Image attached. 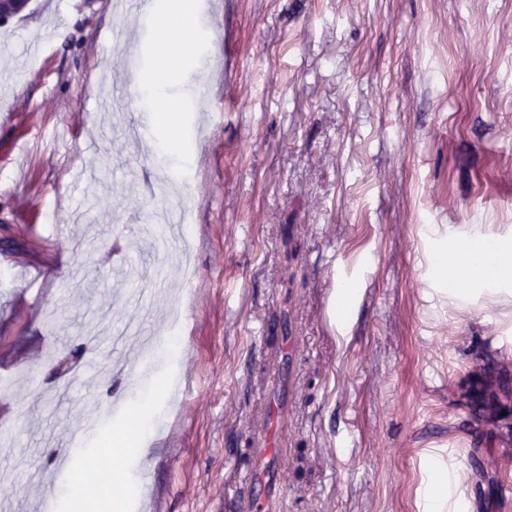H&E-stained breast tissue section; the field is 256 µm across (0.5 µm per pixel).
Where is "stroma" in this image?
<instances>
[{
	"label": "stroma",
	"instance_id": "stroma-1",
	"mask_svg": "<svg viewBox=\"0 0 512 512\" xmlns=\"http://www.w3.org/2000/svg\"><path fill=\"white\" fill-rule=\"evenodd\" d=\"M112 2L33 0L0 24L41 41L0 58V375L29 401L0 423V498L36 512L37 471L118 396L84 457L137 417L144 449L118 453L122 484L58 483L65 512H243L272 401L277 512H430L435 468L455 477L441 512H504L488 483L512 485V434L464 422L482 358L512 371V302H449L440 254L512 241V0H201L158 90L178 154L122 142L142 100L113 109L101 86L124 84L118 58L149 77L163 60L143 24L117 45ZM174 186L195 279L165 283L152 320L181 315L180 360L89 374L87 336L111 363L128 313L114 272L170 261L151 227Z\"/></svg>",
	"mask_w": 512,
	"mask_h": 512
}]
</instances>
